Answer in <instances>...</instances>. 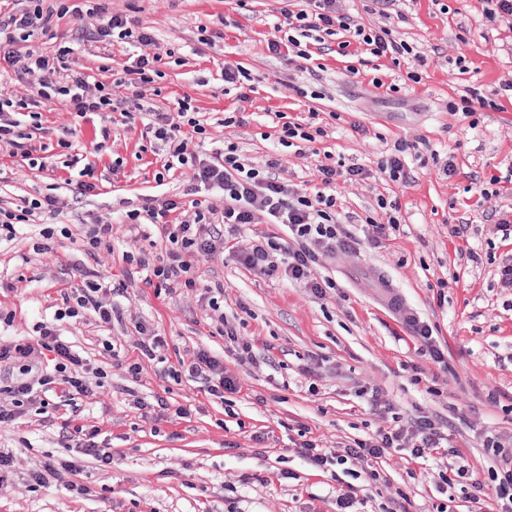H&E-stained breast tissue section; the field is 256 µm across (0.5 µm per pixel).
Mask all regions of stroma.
<instances>
[{
  "label": "stroma",
  "mask_w": 512,
  "mask_h": 512,
  "mask_svg": "<svg viewBox=\"0 0 512 512\" xmlns=\"http://www.w3.org/2000/svg\"><path fill=\"white\" fill-rule=\"evenodd\" d=\"M308 0H249L237 8L233 0H105L110 10L129 14L172 50L161 70L158 94L149 104L175 110L191 96L208 119L214 140L234 142L241 155L262 164L276 148L264 139L266 115L285 112L295 119L308 111L337 113L326 137L314 150L287 152L282 177L315 186L325 153L343 155L375 168L389 142L405 137L422 140L454 172L439 165L415 170L410 185L396 188L401 207L399 233L381 247L324 260L319 272L336 282L322 298L289 284L281 276L249 273L232 255L198 265L203 284L224 286V313L237 317L242 336L254 345L255 359L240 362L224 349L210 320V309L198 291L157 294L141 280L127 279L122 252L141 248L155 258L154 227L135 229L121 223L125 205L186 193L191 173L182 169L161 176L160 158L143 151L142 124L114 123L109 141L91 157L99 189L80 194L77 171L60 168L57 142L75 130L76 141H102L100 116L74 122L56 102L44 104L42 127L34 131L45 146L48 170L13 162L0 146V200L18 202L36 193L54 192L64 200L58 225L70 237H57L52 253L39 254L40 223L19 226L14 239L0 241V340H21L39 323L53 321L60 289L77 286L78 266L99 271L113 289L112 302L123 312L111 329L94 320L56 323L66 339L82 350L95 383L93 395L68 405L51 397L49 404L28 406L18 423L0 426V450L10 453L14 467L0 483V512H336L339 484L330 471L310 468L294 451L298 430L322 447L339 449L389 426L390 416L369 411L360 387L378 389L403 420L431 416L468 459L477 479L494 464L482 439L493 431L512 436V289L502 287L499 266L512 262V237L495 230L498 219L512 215V101L485 110L478 125L448 110L449 99L473 86L493 94L512 80V21L488 22L479 0L456 7L455 0H395L398 38L427 59L419 67L420 82H406L405 68L359 51L334 53L337 37H328V52L307 67L272 56L266 47L274 25L304 9ZM226 26H219V18ZM224 32L209 47L198 41L200 29ZM241 64L255 79L245 105V125L221 126L225 111L236 105L235 93L224 92L220 70L225 61ZM467 73H460V66ZM382 79L375 87L374 79ZM123 158L120 171L112 162ZM495 182V195L471 192L474 181ZM384 182L368 179L341 190V220L359 231L365 217L375 215ZM113 223V251L89 255L73 233L91 216ZM465 222L464 236L452 225ZM477 248L483 262L472 265L464 254ZM401 298L402 311L431 325L448 361L440 369L418 356V343L401 313L387 304L386 289ZM146 320L165 336L161 360L140 359L132 319ZM54 322V321H53ZM206 349L235 376L240 392L210 398L201 381L165 377L166 362ZM140 360L139 377L127 362ZM309 366L312 377L301 376ZM421 383H414V376ZM496 392L497 403L486 400ZM170 410L161 414L158 402ZM148 406L141 414L138 403ZM187 407L177 420L172 408ZM97 426L116 460L105 466L71 447L69 422ZM49 460L73 461L76 478L90 495L72 496L62 482L38 486L32 472ZM382 469L391 480L355 512H391L397 492H404L406 512H433L453 498L455 512H467L460 489L438 492L435 466L410 463L401 451H390ZM264 483L249 482L252 474Z\"/></svg>",
  "instance_id": "35a3bbf8"
}]
</instances>
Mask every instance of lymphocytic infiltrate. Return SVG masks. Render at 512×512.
Returning <instances> with one entry per match:
<instances>
[{"label": "lymphocytic infiltrate", "mask_w": 512, "mask_h": 512, "mask_svg": "<svg viewBox=\"0 0 512 512\" xmlns=\"http://www.w3.org/2000/svg\"><path fill=\"white\" fill-rule=\"evenodd\" d=\"M67 16L81 22L83 44H124L125 59L111 67V81H100L85 73L70 42L58 44L50 53L31 46L35 32H49L54 19ZM329 36L339 37L340 50H347L354 42L371 56L388 59L396 67L402 61H413L415 69L407 77L414 82L419 79L416 69L423 66V56L396 39L390 27H362L345 11L343 0H308L306 9L289 13L287 31L269 38L267 49L271 54L292 56L307 63L312 59L313 45L324 44ZM156 46L154 37L138 23L126 15L109 12L100 0L92 6L84 0H60L56 6L49 5L48 0H0V76H8L11 81L10 86L0 85V144L11 146L13 156L29 167L42 170L46 163L31 143L33 129L42 124V103L56 100L74 117L95 113L106 122L115 111L129 120L145 115L149 118L144 126L149 145L160 144L166 149L163 171L189 169L191 193L203 191L212 198L211 203L191 214L177 195L128 210L125 223L138 225L145 221L155 226L165 249L164 256L153 264L140 252L126 251L128 270L143 274L146 283L157 289L189 291L197 286L198 262L223 253L230 243L236 262L247 270L264 276L285 274L289 283L323 297L335 289L336 283L318 275L322 260L339 252H357L365 243L380 246L399 230V205L383 195L378 196L377 206L385 218H366L364 236H357L342 224L338 187L369 178V170L360 164L342 158L322 163L317 168V186L308 188L280 177L282 158L278 155L255 166L245 162L237 145L229 141L209 154L193 150V142L207 138L209 131L197 119L191 97H183L173 112L143 104L147 87L162 75L158 67L162 55ZM16 84L25 87L24 95L13 92ZM269 118L278 145L299 152L327 134L325 122L314 110L301 122L290 120L284 112L270 113ZM415 148V143L405 138L393 141L377 163L382 180L407 185L413 178L411 161L423 166L428 163ZM60 208L58 197L49 194L23 199L16 207L0 206V235L13 237L17 225L29 223L41 213L56 214ZM253 224H274L282 227L283 233L255 236L246 245L236 246L241 232ZM81 276L80 287L61 290V303L54 313L56 322L77 321L91 312L102 325H111L121 312L107 302L109 289L103 278L89 269L82 270ZM35 331L34 337L0 343V363L11 362L19 367L18 377L0 385V425L19 419L26 405L46 402L48 393L85 396L92 391L85 359L61 338L55 325L42 323ZM46 351L53 355L49 369L34 362ZM166 373L176 381L185 376L202 380L207 393L219 399L240 390L236 377L203 350L168 366ZM483 446L499 460L498 467L490 470L484 481L473 479L467 459L449 445L447 435L427 415L408 422L395 421L368 439L344 446L339 453L321 447L313 439L299 442L297 452L317 469L358 463L361 477L372 488L390 483L379 465L390 449L405 451L415 463L438 459L443 463L439 472L443 486L451 488L470 482L472 506L478 508L488 502L497 512H512V438L490 434L485 436Z\"/></svg>", "instance_id": "f902f5d3"}]
</instances>
